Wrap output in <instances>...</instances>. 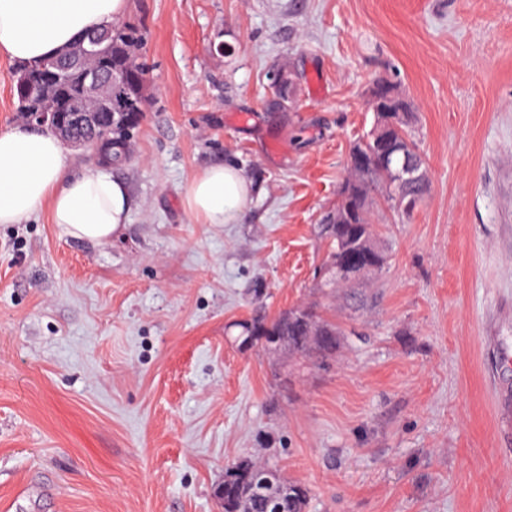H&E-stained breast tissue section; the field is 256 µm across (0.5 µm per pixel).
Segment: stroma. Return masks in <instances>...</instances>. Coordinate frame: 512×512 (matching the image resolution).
Returning <instances> with one entry per match:
<instances>
[{
    "label": "stroma",
    "instance_id": "stroma-1",
    "mask_svg": "<svg viewBox=\"0 0 512 512\" xmlns=\"http://www.w3.org/2000/svg\"><path fill=\"white\" fill-rule=\"evenodd\" d=\"M123 22L149 67L111 169L124 229L0 224V512H222L243 459L306 512H512V0H129ZM378 78L412 105L429 191L374 205L381 271L322 288ZM217 163L257 188L240 223L183 206ZM298 305L341 330L323 366L239 350Z\"/></svg>",
    "mask_w": 512,
    "mask_h": 512
}]
</instances>
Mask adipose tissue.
I'll return each instance as SVG.
<instances>
[{"label": "adipose tissue", "mask_w": 512, "mask_h": 512, "mask_svg": "<svg viewBox=\"0 0 512 512\" xmlns=\"http://www.w3.org/2000/svg\"><path fill=\"white\" fill-rule=\"evenodd\" d=\"M128 0H0V56L37 64L86 32L122 20ZM254 187L234 164L204 169L187 185L184 207L203 224H235ZM48 212L61 234L102 244L128 219L126 186L90 166L70 170L53 132L20 123L0 132V224H19Z\"/></svg>", "instance_id": "obj_1"}]
</instances>
